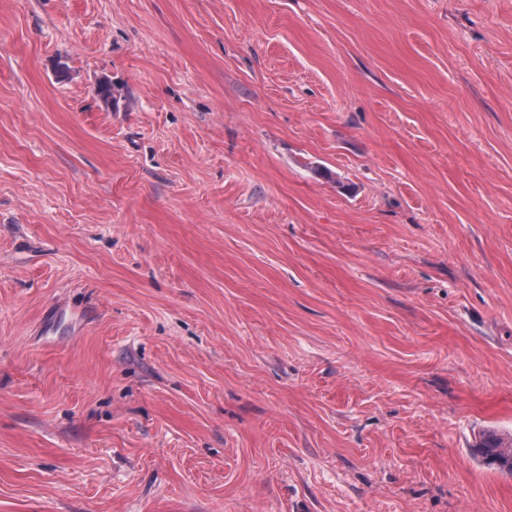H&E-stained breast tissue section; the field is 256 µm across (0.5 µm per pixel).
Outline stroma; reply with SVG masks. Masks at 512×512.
I'll return each instance as SVG.
<instances>
[{
	"instance_id": "stroma-1",
	"label": "stroma",
	"mask_w": 512,
	"mask_h": 512,
	"mask_svg": "<svg viewBox=\"0 0 512 512\" xmlns=\"http://www.w3.org/2000/svg\"><path fill=\"white\" fill-rule=\"evenodd\" d=\"M489 430L512 0H0V512H512Z\"/></svg>"
}]
</instances>
